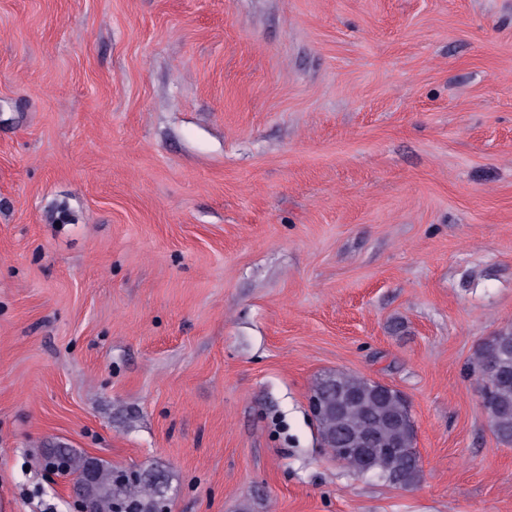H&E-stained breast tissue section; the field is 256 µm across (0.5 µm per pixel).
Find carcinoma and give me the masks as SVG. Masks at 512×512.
I'll return each instance as SVG.
<instances>
[{
  "label": "carcinoma",
  "mask_w": 512,
  "mask_h": 512,
  "mask_svg": "<svg viewBox=\"0 0 512 512\" xmlns=\"http://www.w3.org/2000/svg\"><path fill=\"white\" fill-rule=\"evenodd\" d=\"M467 375L480 384L487 394L484 404L496 437L504 445L512 444V329H504L483 342L467 366ZM319 401L316 420L325 441L341 431L356 435L377 433L389 447L373 457L371 468L402 487L417 484L421 471L405 463L396 453L411 448L413 432L393 423L404 408L399 394L383 396L365 379L336 373L320 379L312 389ZM88 457L66 444L57 443L45 459L61 475H82ZM167 476L159 470L120 474L104 463H98L96 479L85 492L87 512H166Z\"/></svg>",
  "instance_id": "1"
}]
</instances>
